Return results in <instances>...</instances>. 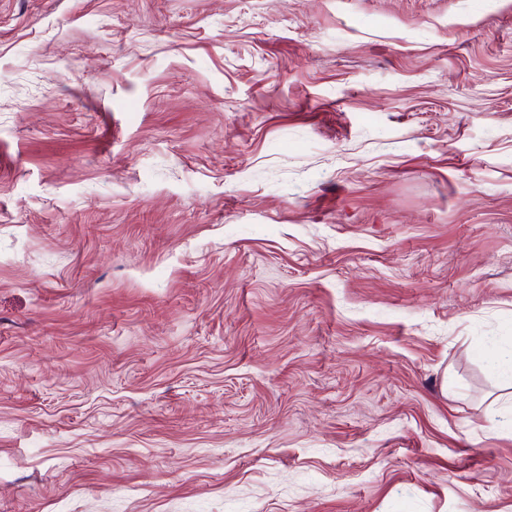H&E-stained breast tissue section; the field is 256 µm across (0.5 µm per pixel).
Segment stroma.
<instances>
[{"instance_id":"obj_1","label":"stroma","mask_w":512,"mask_h":512,"mask_svg":"<svg viewBox=\"0 0 512 512\" xmlns=\"http://www.w3.org/2000/svg\"><path fill=\"white\" fill-rule=\"evenodd\" d=\"M0 512H512V0H0Z\"/></svg>"}]
</instances>
